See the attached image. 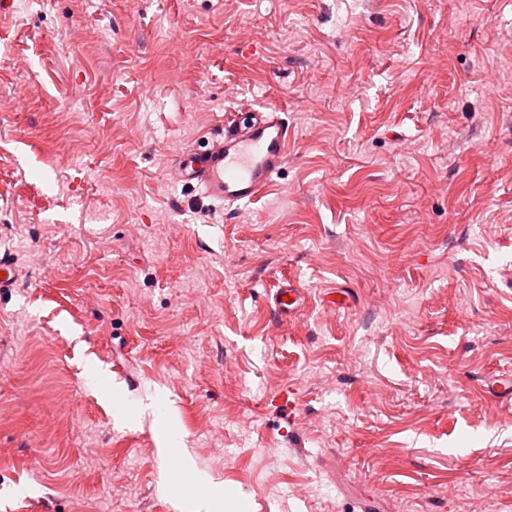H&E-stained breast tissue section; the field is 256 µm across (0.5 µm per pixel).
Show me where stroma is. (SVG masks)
I'll use <instances>...</instances> for the list:
<instances>
[{"instance_id":"1","label":"stroma","mask_w":512,"mask_h":512,"mask_svg":"<svg viewBox=\"0 0 512 512\" xmlns=\"http://www.w3.org/2000/svg\"><path fill=\"white\" fill-rule=\"evenodd\" d=\"M267 106L244 217L173 181ZM0 250V512H512V0H28ZM21 275V270L18 266L17 259L10 253L1 254L0 251V294L10 292L15 288L17 281ZM277 310L283 315L297 310L305 301V291L291 279L285 280L275 295ZM289 298V301H284Z\"/></svg>"}]
</instances>
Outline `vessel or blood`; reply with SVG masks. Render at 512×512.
<instances>
[{
  "label": "vessel or blood",
  "instance_id": "b4317fda",
  "mask_svg": "<svg viewBox=\"0 0 512 512\" xmlns=\"http://www.w3.org/2000/svg\"><path fill=\"white\" fill-rule=\"evenodd\" d=\"M290 132L279 110L250 113L244 120L229 119L208 148H188L176 156L171 173L178 183L192 187L211 201L240 206L260 198L278 177L288 157ZM21 275L16 258L0 253V294L11 291ZM305 291L293 280L278 288L280 313L297 310Z\"/></svg>",
  "mask_w": 512,
  "mask_h": 512
}]
</instances>
